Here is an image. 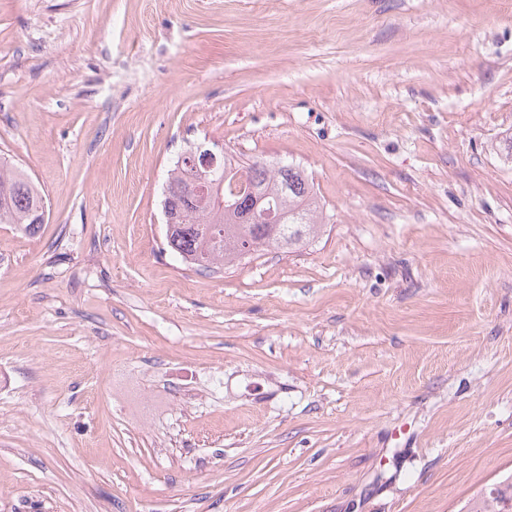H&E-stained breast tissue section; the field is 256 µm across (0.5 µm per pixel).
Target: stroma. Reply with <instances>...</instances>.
I'll return each instance as SVG.
<instances>
[{
	"label": "stroma",
	"instance_id": "obj_1",
	"mask_svg": "<svg viewBox=\"0 0 512 512\" xmlns=\"http://www.w3.org/2000/svg\"><path fill=\"white\" fill-rule=\"evenodd\" d=\"M512 0H0V512H465L512 475ZM204 143L318 239L168 250ZM44 206L40 188L27 173L7 161H0V224H16L26 233H35L39 224L33 216ZM184 182H185V180L183 179V177H181V173L178 171V169L175 165L174 169L171 171L170 175L168 176V180L163 189V193H165L166 189L170 190V193H171V191L175 187L181 186V184H183ZM180 192H181V194H183L185 196H187V195H191V196L206 195L208 192V186L203 178L195 179L192 181H188L186 184H183L181 186Z\"/></svg>",
	"mask_w": 512,
	"mask_h": 512
}]
</instances>
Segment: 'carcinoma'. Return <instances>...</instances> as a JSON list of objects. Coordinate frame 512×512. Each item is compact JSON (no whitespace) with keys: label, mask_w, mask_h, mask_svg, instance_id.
<instances>
[{"label":"carcinoma","mask_w":512,"mask_h":512,"mask_svg":"<svg viewBox=\"0 0 512 512\" xmlns=\"http://www.w3.org/2000/svg\"><path fill=\"white\" fill-rule=\"evenodd\" d=\"M206 198H180L183 219L166 225L168 248L200 271H210L252 252L268 248L291 249L315 238L321 224L320 204L313 182L300 166L289 162L269 164L254 170L253 182L264 196L262 205L280 211L281 223L244 224L241 216L255 206L249 195L236 198L235 207L225 209L218 196L225 193L219 177L209 178ZM44 206L40 188L16 165L0 161V224H14L26 233L39 225L33 221Z\"/></svg>","instance_id":"cac0c4a2"}]
</instances>
